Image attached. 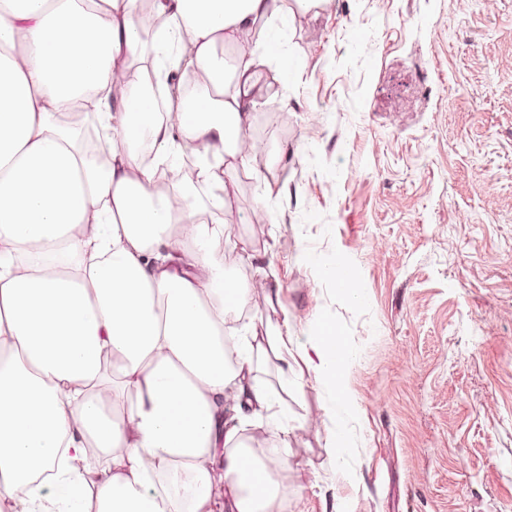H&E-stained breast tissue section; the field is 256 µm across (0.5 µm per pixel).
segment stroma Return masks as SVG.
Here are the masks:
<instances>
[{"instance_id": "stroma-1", "label": "stroma", "mask_w": 512, "mask_h": 512, "mask_svg": "<svg viewBox=\"0 0 512 512\" xmlns=\"http://www.w3.org/2000/svg\"><path fill=\"white\" fill-rule=\"evenodd\" d=\"M276 33L225 255L271 273L246 322L335 330L353 407L337 427L303 361L259 371L282 512H512V0H324Z\"/></svg>"}]
</instances>
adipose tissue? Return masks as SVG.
<instances>
[{"instance_id":"obj_1","label":"adipose tissue","mask_w":512,"mask_h":512,"mask_svg":"<svg viewBox=\"0 0 512 512\" xmlns=\"http://www.w3.org/2000/svg\"><path fill=\"white\" fill-rule=\"evenodd\" d=\"M138 0H0V496L15 512H279L287 438L256 454L247 421L279 417L256 374L283 333L227 329L264 291L224 266L230 235L198 218V188L255 160L249 137L269 25L288 0H153L169 29L142 43ZM235 51L224 84L223 47ZM155 49L206 75L157 104L125 78ZM112 135L98 160L70 113ZM197 145V181L157 189L158 160ZM26 257L23 265L15 257ZM345 347L299 348L337 417L352 406Z\"/></svg>"}]
</instances>
